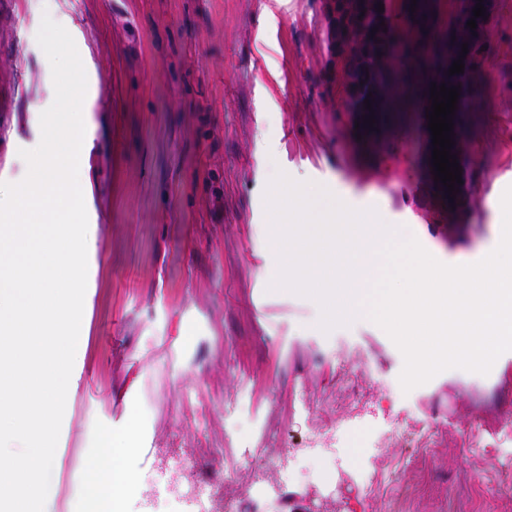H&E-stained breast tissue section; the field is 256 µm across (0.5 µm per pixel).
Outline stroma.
<instances>
[{
  "mask_svg": "<svg viewBox=\"0 0 512 512\" xmlns=\"http://www.w3.org/2000/svg\"><path fill=\"white\" fill-rule=\"evenodd\" d=\"M495 3L475 120L458 128L464 198L447 208L420 104L432 69L367 150L328 78L324 0H0V181L18 179L54 100L43 16L84 59L93 133L99 249L49 512H92L84 474L131 408L117 512H203L198 480L238 512H512V351L403 392L388 335L366 320L322 331L314 299L270 289L264 247L279 169L410 226L441 263L493 249V203L512 186V0ZM422 424L436 432L424 449ZM290 453L252 488L264 457ZM372 464L386 484L367 498L356 469Z\"/></svg>",
  "mask_w": 512,
  "mask_h": 512,
  "instance_id": "obj_1",
  "label": "stroma"
}]
</instances>
